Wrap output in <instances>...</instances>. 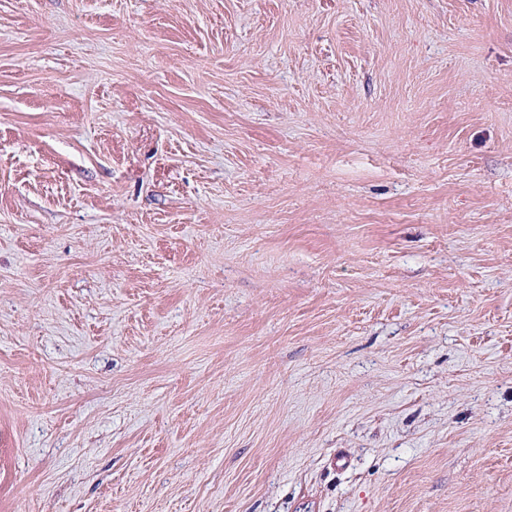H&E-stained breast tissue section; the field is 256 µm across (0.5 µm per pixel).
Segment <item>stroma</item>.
<instances>
[{
    "instance_id": "1",
    "label": "stroma",
    "mask_w": 512,
    "mask_h": 512,
    "mask_svg": "<svg viewBox=\"0 0 512 512\" xmlns=\"http://www.w3.org/2000/svg\"><path fill=\"white\" fill-rule=\"evenodd\" d=\"M0 512H512V0H0Z\"/></svg>"
}]
</instances>
